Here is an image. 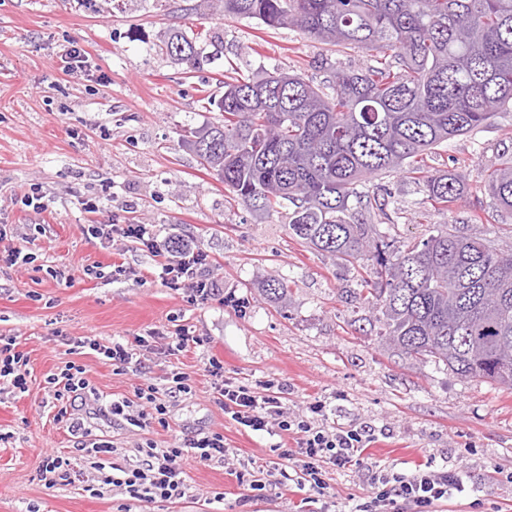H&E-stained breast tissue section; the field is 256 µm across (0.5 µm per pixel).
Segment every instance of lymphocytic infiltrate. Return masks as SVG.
<instances>
[{"instance_id":"1","label":"lymphocytic infiltrate","mask_w":512,"mask_h":512,"mask_svg":"<svg viewBox=\"0 0 512 512\" xmlns=\"http://www.w3.org/2000/svg\"><path fill=\"white\" fill-rule=\"evenodd\" d=\"M88 231L94 237L105 239L114 233L140 242L155 252L163 247L170 249L172 259L162 264L159 276L168 287L183 291L189 304L207 300L220 290L218 280L211 273L214 262L207 251L180 238L159 237L154 225L92 224ZM205 370L214 379L213 389L218 404L243 429L295 435V447L276 444L272 451L278 458L295 464L299 485L324 493L328 487V468L341 470L356 463L357 454L364 446L365 429L337 428L329 431L320 427V420L328 416L325 403L309 404L308 416L297 418L289 414L284 404L289 393L286 383L266 380L248 385L225 380L223 362L213 357L209 358ZM172 381L169 387L144 382L136 389L134 399L113 401V415L140 429L150 427L154 422L166 424L168 398L191 390L183 373L173 374ZM48 383L55 400L62 403L56 415L57 421L67 422L71 431L82 430L83 422L72 417L67 407L68 401L95 393L84 376L82 366L66 363L49 378ZM188 451L201 463L216 458L226 460L232 454L219 432L186 437L168 448L156 447L150 441L138 444L132 458L116 475L105 471L112 453L108 442L93 443L89 453L96 458L97 468L105 472L104 484L121 488L134 500L160 499L172 503L187 497L190 490L187 475L179 465ZM371 488L370 495L357 505L356 512H430L435 502L470 491L468 474L461 466L430 468L409 476L379 469L371 476Z\"/></svg>"}]
</instances>
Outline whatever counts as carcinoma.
Instances as JSON below:
<instances>
[{"instance_id":"carcinoma-1","label":"carcinoma","mask_w":512,"mask_h":512,"mask_svg":"<svg viewBox=\"0 0 512 512\" xmlns=\"http://www.w3.org/2000/svg\"><path fill=\"white\" fill-rule=\"evenodd\" d=\"M268 29L292 27L336 53L376 55L315 83L298 73L228 76L220 124L190 132L192 150L252 215L281 212L301 243L358 267L359 299L378 336L422 363L512 389V253L444 224L400 249L356 219L384 210L375 177L403 172L444 208L463 190L424 158L448 139L512 108V0H212ZM193 65L200 36L171 28L163 42ZM496 207L512 211V161L486 175ZM372 261V266L365 261ZM275 303L288 285L264 286Z\"/></svg>"}]
</instances>
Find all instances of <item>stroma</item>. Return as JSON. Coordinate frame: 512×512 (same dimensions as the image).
I'll return each instance as SVG.
<instances>
[{
	"label": "stroma",
	"instance_id": "1",
	"mask_svg": "<svg viewBox=\"0 0 512 512\" xmlns=\"http://www.w3.org/2000/svg\"><path fill=\"white\" fill-rule=\"evenodd\" d=\"M178 27L212 36L198 63L180 64L162 51L164 33ZM88 54L81 73L64 69L71 46ZM365 66L369 53L326 52L297 30L265 29L227 16L210 0H0V247L31 254L26 265L0 262V336L17 339L27 357L28 389L0 387V512H354L370 491L369 468L410 474L426 466H464L475 489L497 512H512V389L465 379L406 357L380 342L372 311L353 298L357 272L294 238L281 215L257 218L232 200L223 183L181 142L184 129L222 122L207 97H220L229 66L244 73L296 71L321 81V58ZM512 153V109L498 111L471 133L440 145L433 170L457 172L464 190L450 210L433 208L422 185L405 175L379 179L395 223L368 212L363 219L403 245L437 224L464 235L498 239L512 248V213L497 212L484 174ZM39 193L44 206H25ZM97 211L84 208V201ZM152 224L161 236L194 242L215 259L220 294L190 305L157 277L167 253L122 237L88 235L92 224ZM129 269L113 277L114 266ZM99 267L100 275L90 274ZM288 282L285 305L263 286ZM188 328L204 344L170 354L164 343L137 347L144 370H119L79 347L107 345L157 328ZM224 363L231 381L277 379L291 392L290 414L325 402L328 426L364 427L373 440L359 465L329 471L326 495L284 480L285 461L270 447L278 436L240 428L213 398L208 358ZM81 365L100 400H76L85 428L73 433L55 419L46 380L66 362ZM190 379L191 392L168 403V424L131 428L100 414L111 400L133 398L144 379ZM218 431L235 449V468L257 469L264 497L245 490L223 461L180 464L191 485L177 503L133 501L102 484L88 441L102 439L123 464L135 446ZM68 458L79 475L45 485L43 457ZM223 493L214 502L215 493Z\"/></svg>",
	"mask_w": 512,
	"mask_h": 512
}]
</instances>
